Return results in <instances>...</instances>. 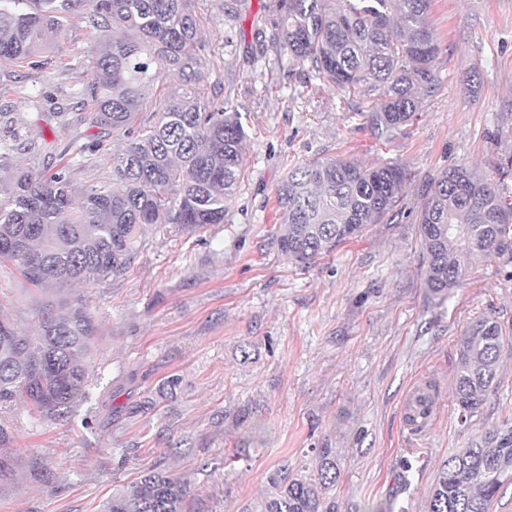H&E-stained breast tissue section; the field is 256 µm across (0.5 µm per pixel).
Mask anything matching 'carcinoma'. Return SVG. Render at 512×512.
<instances>
[{
  "mask_svg": "<svg viewBox=\"0 0 512 512\" xmlns=\"http://www.w3.org/2000/svg\"><path fill=\"white\" fill-rule=\"evenodd\" d=\"M432 0H270L271 40L347 95L379 104L357 116L375 137L404 130L420 99L435 93L439 53L428 24ZM92 6L100 33L86 93L97 127L122 140L112 185L74 187L69 165L39 175L9 161L0 143V257L40 288L123 275L148 232L176 224L224 223L225 202L243 175L247 131L241 113L206 95L195 0H0V64L28 62L64 20ZM147 120H140L144 110ZM404 168L336 156L302 160L276 189L284 229L279 251L306 266L388 215L402 196ZM424 285L444 301L481 256L512 253V201L493 178L451 165L433 179L419 212ZM97 329L84 305L42 319L36 335L0 320V415L19 398L63 420L89 399ZM503 334L481 318L459 342L455 393L461 420L476 415L498 370ZM317 476L272 478L254 512H334L326 489L338 478L331 448L315 449ZM512 481V426L448 456L428 512H491ZM191 486L158 466L122 485L101 512H192Z\"/></svg>",
  "mask_w": 512,
  "mask_h": 512,
  "instance_id": "1",
  "label": "carcinoma"
}]
</instances>
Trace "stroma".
<instances>
[{
	"label": "stroma",
	"instance_id": "stroma-1",
	"mask_svg": "<svg viewBox=\"0 0 512 512\" xmlns=\"http://www.w3.org/2000/svg\"><path fill=\"white\" fill-rule=\"evenodd\" d=\"M266 2L196 0L207 82L251 117L226 229L168 226L122 277L58 291L0 260V319L29 335L79 302L99 326L91 406L59 422L21 399L6 415L14 469L0 482V512H100L113 488L156 465L190 481L196 512H244L275 473L314 474L318 448L336 454L340 476L327 491L336 512H427L448 455L512 425V258L477 260L436 304L418 224L431 179L452 163L496 176L512 197V0H433L440 89L387 140L359 125L372 97L344 96L259 42ZM96 45L92 25L72 16L37 62L0 65V140L12 128L35 145L15 153V166L55 168L77 137L97 149L72 164L73 183L111 181L120 143L100 134L80 97ZM330 155L397 163L405 191L379 223L301 268L278 250L275 191L290 164ZM482 317L499 323L504 345L497 386L465 427L458 342ZM172 374L175 396L159 398ZM418 386L436 405L415 433L404 415ZM34 461L44 480L31 476Z\"/></svg>",
	"mask_w": 512,
	"mask_h": 512
}]
</instances>
